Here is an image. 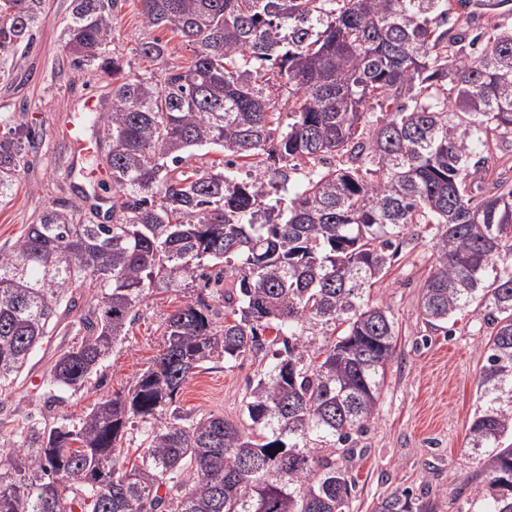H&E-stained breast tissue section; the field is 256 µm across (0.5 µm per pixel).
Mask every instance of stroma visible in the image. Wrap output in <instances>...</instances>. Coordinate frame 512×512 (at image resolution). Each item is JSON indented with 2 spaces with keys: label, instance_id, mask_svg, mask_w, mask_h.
<instances>
[{
  "label": "stroma",
  "instance_id": "35a3bbf8",
  "mask_svg": "<svg viewBox=\"0 0 512 512\" xmlns=\"http://www.w3.org/2000/svg\"><path fill=\"white\" fill-rule=\"evenodd\" d=\"M72 0H45V19L28 53L0 55V134L14 126L31 129L34 142L7 197L0 199V250L11 248L43 209L57 203L95 216L96 194L111 196V187L93 186L88 176L105 167V144L72 159L65 126L88 93L106 96L109 79L69 66L62 31ZM140 0H124L108 47L126 72L141 71L139 42L167 43L168 66L188 65L192 47L164 28L141 21ZM431 236L415 228L370 300L390 310L397 327V352L388 366L374 417L356 438L354 457L337 456V465L356 481L351 512H374L381 498L403 489L426 496L435 512H480L488 475L467 449V434L481 402L477 378L486 360L490 328L472 312L458 315L451 331L428 328L419 313L421 288L433 263ZM197 289L153 292L140 303L134 323L85 387L58 389L49 382L51 359L69 343L64 328L35 350L12 388L0 394V436H13L22 419L65 416L78 419L106 398L126 394L133 378L158 355L164 320ZM258 361L227 366L212 363L182 390L178 402L198 415L215 413L245 426L242 399L246 381L260 372Z\"/></svg>",
  "mask_w": 512,
  "mask_h": 512
}]
</instances>
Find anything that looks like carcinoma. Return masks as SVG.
<instances>
[{
    "mask_svg": "<svg viewBox=\"0 0 512 512\" xmlns=\"http://www.w3.org/2000/svg\"><path fill=\"white\" fill-rule=\"evenodd\" d=\"M511 1L141 0L144 26L194 46L160 82L108 57L119 0H72L63 52L112 76L92 117L109 144L112 223L49 206L0 252V391L61 312L79 311L76 336L50 379L75 390L150 292H209L169 314L126 395L3 442L0 512H349L355 482L336 451L356 452L398 336L370 288L414 224L433 242L426 325L470 309L492 326L468 436L490 476L482 512H512V189L478 200L469 182L472 158L512 142V31L491 29L475 60L451 25L457 3ZM43 13L44 0H0V52L30 47ZM167 53L157 38L137 47L151 66ZM274 88L288 93L283 129ZM32 141L0 136V197ZM211 147L222 161L188 171ZM246 358L268 360L244 395L248 430L181 411L195 370ZM136 422L132 461L120 442ZM375 512L434 510L401 491Z\"/></svg>",
    "mask_w": 512,
    "mask_h": 512,
    "instance_id": "obj_1",
    "label": "carcinoma"
}]
</instances>
